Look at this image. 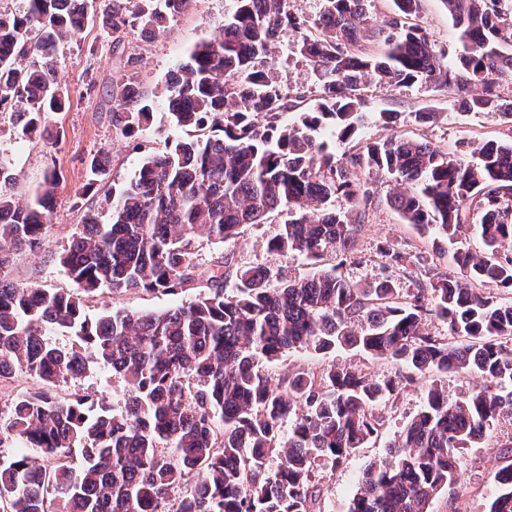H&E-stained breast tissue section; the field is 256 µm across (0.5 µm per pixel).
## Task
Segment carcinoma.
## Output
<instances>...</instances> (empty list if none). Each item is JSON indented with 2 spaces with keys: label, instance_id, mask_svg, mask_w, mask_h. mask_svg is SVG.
<instances>
[{
  "label": "carcinoma",
  "instance_id": "obj_1",
  "mask_svg": "<svg viewBox=\"0 0 512 512\" xmlns=\"http://www.w3.org/2000/svg\"><path fill=\"white\" fill-rule=\"evenodd\" d=\"M21 13L0 12V107L25 135L48 112L64 108L60 53L87 22L90 0H26ZM193 0H110L101 25L118 49L126 30L153 32ZM392 16L371 24L383 45L366 52L357 38L369 20L365 0H322L307 23L288 0H236L234 12L165 85L171 122L197 134L144 156L138 173L109 200V221L84 214L58 256L73 287L55 291L0 278V380L15 371L41 379L0 411V447L33 448L0 458V503L7 512H167L171 488L194 479L176 512H311L314 463L340 464L379 436L372 407L422 384L423 409L366 466L348 512H429L457 479V461L478 448L489 428L512 420V300L475 291V282L512 293V141L460 143L454 153L430 142L387 138L338 159L322 140L356 135L372 80L425 83L448 91L474 112H504L498 79L512 75V0H443L462 50L446 66L427 32L405 19L420 0H393ZM312 65L321 97L301 107L268 80L260 61L283 34ZM127 57L112 80L121 109L112 126L132 139L152 106ZM299 112L297 121L281 117ZM373 169L407 185L391 206L407 224L457 245L459 274L430 271L402 299L389 277L362 284L330 270L277 278L262 265L224 255L205 266L199 240L224 243L247 224L288 211L267 247L312 265L346 253L364 227L373 192L358 172ZM109 174L101 152L87 165L85 190ZM11 161L0 157V270L22 251L45 244L57 173L27 201L10 191ZM342 196L349 211L331 207ZM472 227L484 255L462 234ZM194 300L166 310L107 308L86 317L84 302L110 292L177 294ZM448 323L431 336L424 319ZM71 333L70 344L47 334ZM337 347L400 366L379 379L331 364L318 375L273 380L261 369L293 348ZM109 368L133 392L113 412L104 398L60 400L53 388L93 366ZM481 376L479 390L448 395L444 378ZM168 451H159L160 445ZM80 453L75 469L70 458ZM488 512H512V463L495 473Z\"/></svg>",
  "mask_w": 512,
  "mask_h": 512
}]
</instances>
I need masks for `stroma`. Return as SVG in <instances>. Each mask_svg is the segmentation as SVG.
I'll use <instances>...</instances> for the list:
<instances>
[{
	"label": "stroma",
	"instance_id": "stroma-1",
	"mask_svg": "<svg viewBox=\"0 0 512 512\" xmlns=\"http://www.w3.org/2000/svg\"><path fill=\"white\" fill-rule=\"evenodd\" d=\"M107 5L108 0H96L95 18L64 48L59 77L68 91L69 106L64 111L49 114L45 127L32 136L16 132L10 112L0 113V154L14 163L16 197L29 199L50 172H58L60 176L44 249L14 255L9 267L0 272L5 279L20 286L71 288L72 283L56 261V254L81 224L86 206H93L101 220H108V195L128 184L144 154L163 150L168 139L183 137V130L175 128L169 117L163 97L165 82L180 63L187 61L190 50L208 39L214 28L223 23L233 10L235 0H194L184 14L167 21L159 31L146 34L136 28L128 30L123 53L137 57V80L153 102L149 125L133 140L122 137L113 128L110 118L116 102L106 91L112 83L116 58L112 39L97 18ZM411 21L426 28L445 63L454 64L457 35L443 0H421L420 10ZM264 68L270 81L288 96L301 95L311 102L319 92L311 64L294 46L293 33L284 35ZM362 109L368 119L357 139L337 144V153L355 152L357 143L377 141L390 135L427 141L448 152L456 151L463 141L479 143L491 138H512V124L504 122L498 113L467 111L454 97L435 91L425 83L390 87L369 84ZM385 110L401 114L393 127H385L379 117ZM419 112H433L437 118L421 124L415 119ZM100 151L108 152L111 157L110 174L97 195L89 198L81 193L86 183V164ZM360 178L374 191L365 226L349 253L327 255L323 267H337L347 278L364 283L390 273L404 296L414 292L428 269L454 273L451 247L435 250L430 237L404 223L390 207L389 199L396 190L394 181L375 171L361 172ZM287 219V213L276 212L267 223L246 226L238 240L203 244L199 248V259L207 264L213 257L227 253L233 255L236 262L262 264L282 277L307 274L310 267L303 257L286 258L266 248L268 239ZM386 244L403 253L404 263L387 268V260L380 251ZM193 298L190 291L178 295L139 292L115 296L107 293L88 301L85 311L93 317L112 305L130 311L163 310ZM331 363L351 365L380 379L393 376L398 370L395 364L371 359L347 348L326 354L309 348L296 349L284 354L279 361L265 364L264 369L278 379L295 370L318 374ZM84 392L103 396L116 408L123 407L130 397L129 388L119 377L97 367L86 375L60 383L55 389L56 395L68 399ZM423 403L421 386L402 389L374 406L373 413L381 422V433L376 440L358 449L340 466L317 461L311 471V483L319 495L312 512H348L365 466L386 457L389 444L398 438ZM509 442H512V425L504 420L494 424L482 447L465 451L460 459L457 482L437 495L431 512H487L497 490L495 473L505 463L503 448Z\"/></svg>",
	"mask_w": 512,
	"mask_h": 512
}]
</instances>
